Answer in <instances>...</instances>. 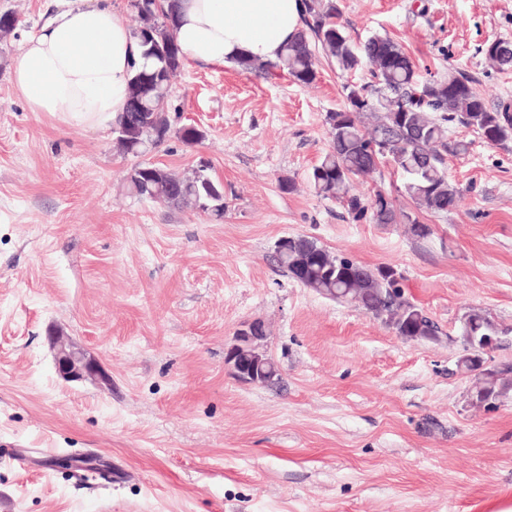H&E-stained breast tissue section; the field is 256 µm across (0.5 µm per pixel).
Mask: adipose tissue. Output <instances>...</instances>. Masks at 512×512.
<instances>
[{"instance_id":"ef3b65f1","label":"adipose tissue","mask_w":512,"mask_h":512,"mask_svg":"<svg viewBox=\"0 0 512 512\" xmlns=\"http://www.w3.org/2000/svg\"><path fill=\"white\" fill-rule=\"evenodd\" d=\"M303 0H179L174 34L187 59L225 65L276 61L302 26ZM145 60L112 0H59L13 64L28 111L105 129L123 112Z\"/></svg>"}]
</instances>
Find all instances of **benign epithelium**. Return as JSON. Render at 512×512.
I'll use <instances>...</instances> for the list:
<instances>
[{"label":"benign epithelium","instance_id":"benign-epithelium-1","mask_svg":"<svg viewBox=\"0 0 512 512\" xmlns=\"http://www.w3.org/2000/svg\"><path fill=\"white\" fill-rule=\"evenodd\" d=\"M265 339L263 325L255 320L239 332L236 343L227 349L224 362L239 381L265 385L275 379L278 374L277 367H263L261 354L264 353ZM55 366L59 377L66 382L110 381L109 375L96 359L86 356L71 343L58 342Z\"/></svg>","mask_w":512,"mask_h":512}]
</instances>
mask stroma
Returning <instances> with one entry per match:
<instances>
[{
  "mask_svg": "<svg viewBox=\"0 0 512 512\" xmlns=\"http://www.w3.org/2000/svg\"><path fill=\"white\" fill-rule=\"evenodd\" d=\"M354 43L390 37L425 78L467 76L487 104L512 100V69L486 42L512 40V0H339ZM55 0H0L21 21L0 40V512H482L512 505V395L472 406L457 361L463 314L502 329L487 360L512 369V143L451 124L460 191L446 214L417 210L389 164L357 179L417 213L354 219L308 175L328 148L344 79L319 57L309 85L233 65L185 62L167 96L174 131L135 155L113 130L28 111L10 72ZM204 131L195 145L175 131ZM224 185V217L131 192L127 173L200 161ZM293 191H283V182ZM307 235L370 268L391 266L442 328L409 342L279 266L275 244ZM263 321L278 365L238 381L225 352ZM111 383L56 374L50 332Z\"/></svg>",
  "mask_w": 512,
  "mask_h": 512,
  "instance_id": "35a3bbf8",
  "label": "stroma"
}]
</instances>
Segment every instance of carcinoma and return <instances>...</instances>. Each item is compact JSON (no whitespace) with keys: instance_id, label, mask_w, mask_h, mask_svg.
I'll return each instance as SVG.
<instances>
[{"instance_id":"cac0c4a2","label":"carcinoma","mask_w":512,"mask_h":512,"mask_svg":"<svg viewBox=\"0 0 512 512\" xmlns=\"http://www.w3.org/2000/svg\"><path fill=\"white\" fill-rule=\"evenodd\" d=\"M130 6L139 20L133 35L152 66L135 74L126 110L112 127L123 130L121 150L136 154L147 143L141 132L145 122L169 123L164 88L180 73L184 58L173 34L175 4L171 0H134ZM303 22V30L277 61L244 58L236 65L243 72L267 76L284 72L302 85L317 78L318 49L335 59L346 74L369 68L379 87L371 94L365 85L344 84L346 105L326 115L329 148L310 172L309 183L317 195L342 202L356 220L368 217L375 224H396L401 219L412 235L426 237L429 225L407 212L397 214L382 193L369 202L352 193L353 179L373 173L385 159L404 177L403 192L417 209L448 213L455 209L459 191L445 174L444 157L467 150L464 142L448 140V123L457 121L487 143L505 145L512 141V101L502 99L489 106L460 74L424 78L406 53L386 37H371L355 46L336 0H304ZM485 56L498 68H511L512 41L495 40ZM130 183L139 197L178 208H199L216 219L223 218V198L212 195L214 190L223 192V187L212 179L204 183L161 168L156 177L132 178ZM294 240L296 245L278 262L298 283L327 299L357 305L406 341H438L441 331L437 323L405 297L401 274L393 267L370 269L332 254L308 236L297 235ZM497 335L499 328L487 313L479 309L465 312L461 344H476L484 336ZM460 362L473 374V402L482 404L512 393V382L501 373L480 371L470 359Z\"/></svg>"}]
</instances>
